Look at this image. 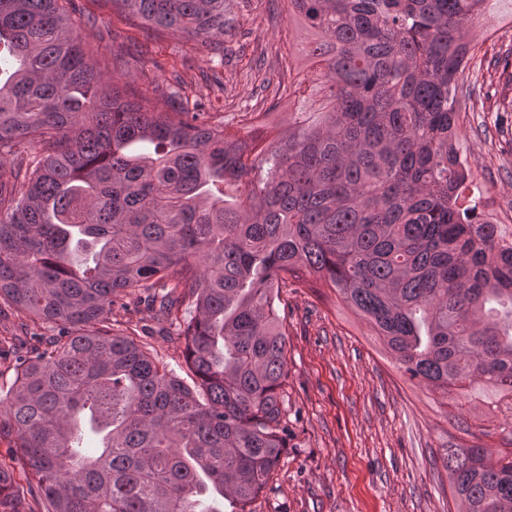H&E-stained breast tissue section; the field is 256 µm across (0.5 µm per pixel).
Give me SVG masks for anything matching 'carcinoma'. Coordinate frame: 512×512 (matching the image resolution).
<instances>
[{
    "mask_svg": "<svg viewBox=\"0 0 512 512\" xmlns=\"http://www.w3.org/2000/svg\"><path fill=\"white\" fill-rule=\"evenodd\" d=\"M485 0H286L274 135L105 81L59 0H0V312L62 328L0 369V512H251L288 441L282 291L323 280L411 381L512 399V233L467 195L459 77ZM230 0H112L224 56ZM148 298L189 385L112 332ZM98 446H85V430ZM459 512H512V450L446 449Z\"/></svg>",
    "mask_w": 512,
    "mask_h": 512,
    "instance_id": "1",
    "label": "carcinoma"
}]
</instances>
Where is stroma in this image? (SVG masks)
<instances>
[{
    "instance_id": "35a3bbf8",
    "label": "stroma",
    "mask_w": 512,
    "mask_h": 512,
    "mask_svg": "<svg viewBox=\"0 0 512 512\" xmlns=\"http://www.w3.org/2000/svg\"><path fill=\"white\" fill-rule=\"evenodd\" d=\"M63 7L96 60L118 57L137 93L159 97L172 76L185 101L205 102L214 120L257 105L287 128L297 100L275 96L282 74L281 48L299 33L286 13L268 12V0H233L238 28L232 57L209 62L199 41L155 32L119 15L110 0H64ZM487 40L460 83L466 117L461 151L485 196V212L512 228V74L493 68L512 47V0H487ZM288 446L252 512H448L445 448L466 442V428L489 454L511 435L499 415L476 400L457 404L441 391L410 382L385 354L365 323L334 292L287 288ZM115 332L135 334L183 378L192 375L183 347L161 332L146 305L114 307Z\"/></svg>"
}]
</instances>
